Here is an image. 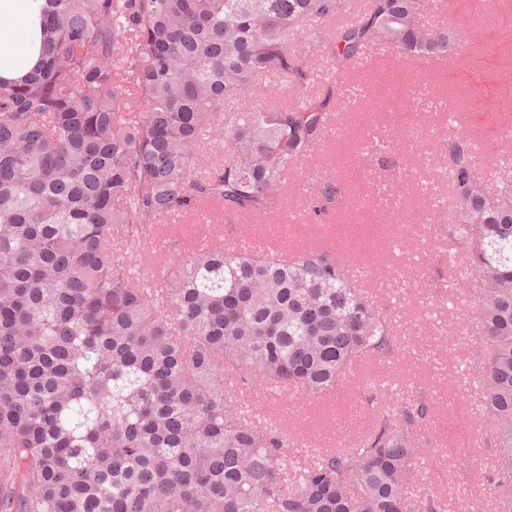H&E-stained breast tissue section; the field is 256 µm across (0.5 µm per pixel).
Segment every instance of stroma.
<instances>
[{
	"label": "stroma",
	"mask_w": 512,
	"mask_h": 512,
	"mask_svg": "<svg viewBox=\"0 0 512 512\" xmlns=\"http://www.w3.org/2000/svg\"><path fill=\"white\" fill-rule=\"evenodd\" d=\"M423 19L442 21L458 38L452 66L443 60H405L399 70L379 68L393 51L382 44L338 75L328 71L325 46L307 51L309 63L335 84L336 104L327 133L311 153L294 161L286 198L276 210L225 217L212 210L166 217L155 233V253L144 271L179 258L183 249L214 236L225 245L265 237L290 225L284 250L312 247L343 259L357 281L389 316L402 346L394 359L372 360L345 375L327 400L261 386L242 393L264 425L288 439V452L305 456L323 449L355 448L371 433L376 412L370 386L390 407L408 398L428 399L424 427L431 452L421 471L424 487L440 493L448 512H494L496 491L485 482L494 466L490 424L475 393V323L464 298L438 292L440 281L466 277V263L449 264L448 150L442 136L455 127L471 142L481 166L512 175V0H423ZM454 98L453 112L429 100ZM396 143L398 163L389 166L366 150L369 130ZM328 179L339 188L326 220L311 208V187Z\"/></svg>",
	"instance_id": "35a3bbf8"
}]
</instances>
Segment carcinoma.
<instances>
[{
    "label": "carcinoma",
    "mask_w": 512,
    "mask_h": 512,
    "mask_svg": "<svg viewBox=\"0 0 512 512\" xmlns=\"http://www.w3.org/2000/svg\"><path fill=\"white\" fill-rule=\"evenodd\" d=\"M345 2L43 0L36 63L0 76V512H443L413 492L427 399L379 410L363 447L304 461L239 402L256 382L330 393L355 363L397 355L345 263L220 242L185 250L160 281L140 267L172 214L282 202L335 104L334 86L312 90L302 46ZM421 10L367 0L336 26L335 70L373 43L448 55V28ZM262 80L300 102L275 84L255 95ZM443 142L471 277L442 287L470 299L479 327L486 480L496 512H512V181L490 187L468 142ZM334 193L318 181L315 216Z\"/></svg>",
    "instance_id": "obj_1"
}]
</instances>
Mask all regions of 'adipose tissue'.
Listing matches in <instances>:
<instances>
[{
    "label": "adipose tissue",
    "mask_w": 512,
    "mask_h": 512,
    "mask_svg": "<svg viewBox=\"0 0 512 512\" xmlns=\"http://www.w3.org/2000/svg\"><path fill=\"white\" fill-rule=\"evenodd\" d=\"M36 14L35 0H0V16L11 20L9 26L0 28V44L8 48L0 54V75L12 76L17 61L35 63L32 22Z\"/></svg>",
    "instance_id": "ef3b65f1"
}]
</instances>
